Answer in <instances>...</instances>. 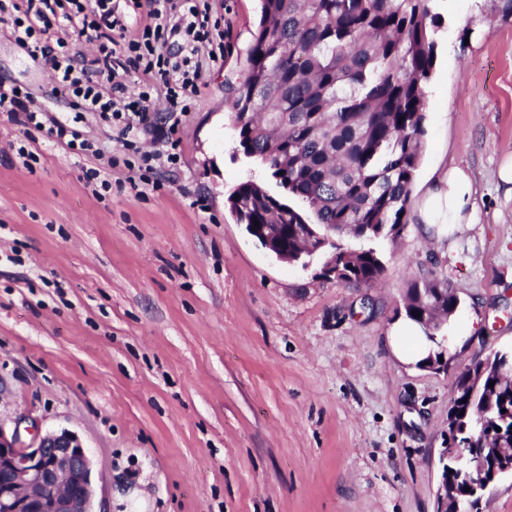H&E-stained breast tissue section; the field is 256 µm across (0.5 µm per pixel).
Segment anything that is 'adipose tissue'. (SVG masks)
Wrapping results in <instances>:
<instances>
[{
  "mask_svg": "<svg viewBox=\"0 0 512 512\" xmlns=\"http://www.w3.org/2000/svg\"><path fill=\"white\" fill-rule=\"evenodd\" d=\"M480 206L474 179L468 167L452 165L430 181L415 215L424 226L445 225L446 235H454L457 225L478 221Z\"/></svg>",
  "mask_w": 512,
  "mask_h": 512,
  "instance_id": "ef3b65f1",
  "label": "adipose tissue"
}]
</instances>
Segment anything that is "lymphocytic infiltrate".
I'll return each instance as SVG.
<instances>
[{
  "mask_svg": "<svg viewBox=\"0 0 512 512\" xmlns=\"http://www.w3.org/2000/svg\"><path fill=\"white\" fill-rule=\"evenodd\" d=\"M185 2L182 13L170 17L164 9H156L158 24L129 40L112 11V0H21L8 25L16 43L50 66L54 94L71 99L101 122L117 124L123 147L130 150L138 132L151 122V88L164 89L168 112L186 111L197 92L202 75L198 58L210 15L199 0ZM62 27L97 42V55L86 60L56 48L52 37ZM133 69L142 72L146 86L135 98L128 95L122 79ZM0 112L21 125L24 135L45 130L65 151L104 160L109 169L117 165L74 125L49 116L21 86L0 83Z\"/></svg>",
  "mask_w": 512,
  "mask_h": 512,
  "instance_id": "f902f5d3",
  "label": "lymphocytic infiltrate"
}]
</instances>
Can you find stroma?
Here are the masks:
<instances>
[{"label":"stroma","instance_id":"1","mask_svg":"<svg viewBox=\"0 0 512 512\" xmlns=\"http://www.w3.org/2000/svg\"><path fill=\"white\" fill-rule=\"evenodd\" d=\"M213 42L186 112L138 137L155 185L132 187L117 128L52 96V70L0 24V80L26 87L119 164L87 187L94 158L0 113V428L19 417L77 434L94 512H435L455 379L512 348V8L438 0L426 133L409 198L431 174L469 167L481 221L428 239L362 241L382 255L374 288L273 257L232 212L242 182L302 209L245 156L228 85L253 41L259 0H208ZM30 145L24 164L17 150ZM178 151L170 164L167 155ZM437 272L461 300L464 336L440 342L435 372L398 359L389 330L408 285Z\"/></svg>","mask_w":512,"mask_h":512}]
</instances>
